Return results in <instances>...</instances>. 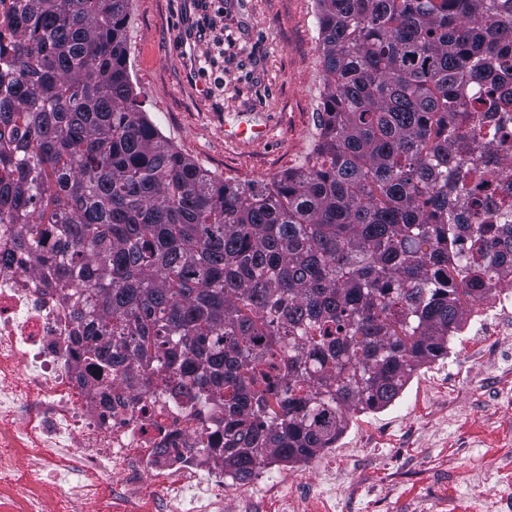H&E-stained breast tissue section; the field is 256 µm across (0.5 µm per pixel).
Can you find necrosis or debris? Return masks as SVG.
Masks as SVG:
<instances>
[{"mask_svg":"<svg viewBox=\"0 0 512 512\" xmlns=\"http://www.w3.org/2000/svg\"><path fill=\"white\" fill-rule=\"evenodd\" d=\"M58 292L23 263L0 268V478L33 462L0 512H224L245 494L205 443L223 404H199L179 369L100 372Z\"/></svg>","mask_w":512,"mask_h":512,"instance_id":"1","label":"necrosis or debris"}]
</instances>
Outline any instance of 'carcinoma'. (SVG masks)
<instances>
[{"label": "carcinoma", "instance_id": "carcinoma-1", "mask_svg": "<svg viewBox=\"0 0 512 512\" xmlns=\"http://www.w3.org/2000/svg\"><path fill=\"white\" fill-rule=\"evenodd\" d=\"M316 3L320 141L263 185L215 176L139 109L130 0L0 19V224L17 225L0 266L67 290L103 371L180 364L197 400L222 398L240 482L390 406L512 270V168L463 151L505 136L475 117L512 99V0Z\"/></svg>", "mask_w": 512, "mask_h": 512}]
</instances>
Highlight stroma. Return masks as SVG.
Returning a JSON list of instances; mask_svg holds the SVG:
<instances>
[{
    "instance_id": "1",
    "label": "stroma",
    "mask_w": 512,
    "mask_h": 512,
    "mask_svg": "<svg viewBox=\"0 0 512 512\" xmlns=\"http://www.w3.org/2000/svg\"><path fill=\"white\" fill-rule=\"evenodd\" d=\"M316 0H132L130 81L152 123L216 176L261 183L306 166L325 83ZM261 113L268 143L224 140L236 113ZM351 455L273 466L260 512L284 498L333 512H503L512 502V335L467 313L447 358L423 365L387 408L353 410Z\"/></svg>"
}]
</instances>
